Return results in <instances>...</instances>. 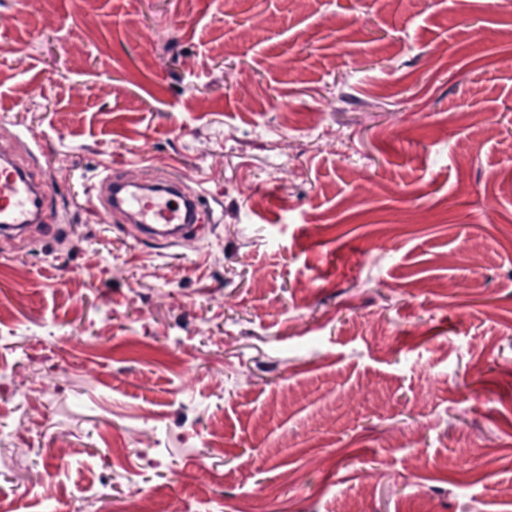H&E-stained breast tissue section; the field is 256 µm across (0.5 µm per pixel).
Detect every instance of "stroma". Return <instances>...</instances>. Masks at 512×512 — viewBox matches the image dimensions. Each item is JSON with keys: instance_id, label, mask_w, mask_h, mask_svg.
Segmentation results:
<instances>
[{"instance_id": "35a3bbf8", "label": "stroma", "mask_w": 512, "mask_h": 512, "mask_svg": "<svg viewBox=\"0 0 512 512\" xmlns=\"http://www.w3.org/2000/svg\"><path fill=\"white\" fill-rule=\"evenodd\" d=\"M1 141L0 512H512V0H0ZM48 182L0 148V232L31 227L40 232L48 222ZM44 224V225H32ZM103 171V183L109 189L102 202L103 210L120 215L125 222L136 224L137 237L142 240L163 244L170 239L165 232L169 226L178 225L187 230L212 217V212L203 206L200 194L184 190L183 187L190 181L185 176L170 174L164 179L168 188H177V191L134 192L126 189L122 172L114 171L111 167H104Z\"/></svg>"}]
</instances>
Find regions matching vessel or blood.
Segmentation results:
<instances>
[{"label": "vessel or blood", "mask_w": 512, "mask_h": 512, "mask_svg": "<svg viewBox=\"0 0 512 512\" xmlns=\"http://www.w3.org/2000/svg\"><path fill=\"white\" fill-rule=\"evenodd\" d=\"M103 182L109 189L103 210L134 224L143 240L163 244L169 240V226L187 230L212 217L200 194L186 191L183 176H167V189L152 192L128 190L121 173L111 169L106 170ZM48 196L45 178L36 177L29 165L0 149V232L47 223Z\"/></svg>", "instance_id": "1"}]
</instances>
